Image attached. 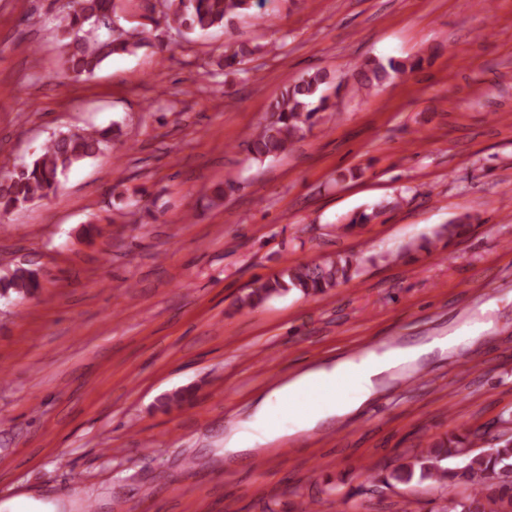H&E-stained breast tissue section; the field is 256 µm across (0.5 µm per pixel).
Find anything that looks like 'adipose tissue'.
Listing matches in <instances>:
<instances>
[{"label": "adipose tissue", "mask_w": 512, "mask_h": 512, "mask_svg": "<svg viewBox=\"0 0 512 512\" xmlns=\"http://www.w3.org/2000/svg\"><path fill=\"white\" fill-rule=\"evenodd\" d=\"M458 343L449 335L427 343L392 346L383 352H369L361 360L342 358L335 362L310 368L282 381L269 393L258 395L247 418L224 440V455L229 459L246 456L256 444H263L285 435H298L321 423L356 413L376 393L378 387L398 368L417 362L435 351H448ZM347 373L357 374L359 385L345 399H332L313 405L300 414L275 418V406L288 404L314 388H330Z\"/></svg>", "instance_id": "1"}]
</instances>
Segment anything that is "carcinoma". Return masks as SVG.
I'll use <instances>...</instances> for the list:
<instances>
[{"label": "carcinoma", "mask_w": 512, "mask_h": 512, "mask_svg": "<svg viewBox=\"0 0 512 512\" xmlns=\"http://www.w3.org/2000/svg\"><path fill=\"white\" fill-rule=\"evenodd\" d=\"M272 0H163L162 22L155 28L176 29L190 35L207 33L224 26L226 20L246 15L252 9H264ZM114 14V0H76L66 12L57 17L53 37L64 48L63 68L66 76L80 78L91 75L115 55H133L152 45L150 30L110 27ZM418 62L409 64L389 60L388 65L376 63L363 80L350 88L358 93L372 81L384 79L388 72L404 74L414 70ZM328 75L322 71L307 74L287 86L270 105L269 117L246 143L247 155L255 160L274 158L288 150L312 126L323 119V113L333 107L322 87ZM109 142V131L95 128L71 134H61L48 140L41 153L29 164L17 167L0 180V215L54 192L59 176L99 153ZM381 214L373 209L355 213L347 223L338 227L349 232L356 226L368 224ZM468 225L458 220L445 224L431 236L423 237L406 246L402 256L428 252L434 243L452 239L467 232ZM358 272L357 259L336 256L323 264L287 266L253 289L240 300L239 308L253 309L268 299L298 290L306 295L324 293L341 282H347ZM39 288L36 271L17 267L10 276L0 277V292H12L24 299ZM486 432L468 428L452 433L448 438L419 449L409 460L388 475L391 480L422 483L431 480L444 489L462 484L468 494H448L446 504L438 512H463L462 502L468 503V512H512V432L503 431L496 437L497 444L475 452L473 444L485 441Z\"/></svg>", "instance_id": "cac0c4a2"}]
</instances>
